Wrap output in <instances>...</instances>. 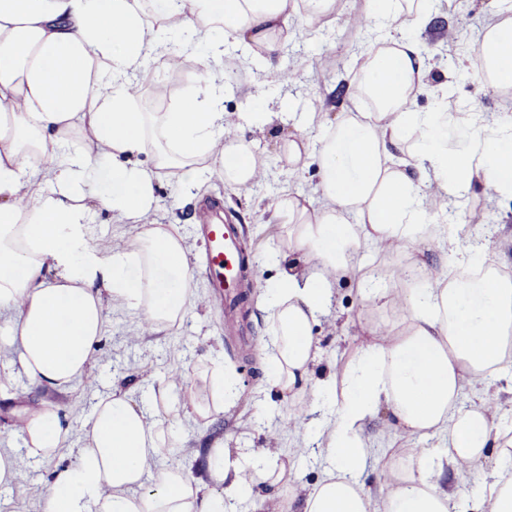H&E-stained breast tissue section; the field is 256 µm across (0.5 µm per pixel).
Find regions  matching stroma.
Returning a JSON list of instances; mask_svg holds the SVG:
<instances>
[{
	"instance_id": "stroma-1",
	"label": "stroma",
	"mask_w": 512,
	"mask_h": 512,
	"mask_svg": "<svg viewBox=\"0 0 512 512\" xmlns=\"http://www.w3.org/2000/svg\"><path fill=\"white\" fill-rule=\"evenodd\" d=\"M366 7L367 0H336L333 13L319 22L311 24L305 16H297L294 37L281 46L270 67L261 61L259 49L228 44L229 56L239 65L237 75L226 82L225 111L234 115L246 111L248 95L260 86L266 96L257 104V111L277 114L271 125L250 133L256 151L266 161L267 176L241 190L229 188L206 170L195 187L169 177L158 181L159 207L154 219L174 227L183 237L197 296L180 327L140 336L136 333L137 311L112 309L88 374L64 392L35 389L21 369L14 347L0 343V449L15 457L20 471L19 485H0V512H40L55 473L70 465L81 447L95 405L116 388L129 392L136 401L156 404L164 418L169 433L158 465L183 467L198 477L208 469L212 447L268 448L289 458L302 485L310 487L321 479L323 460L312 450L308 431L322 425L327 416L316 411L309 415L307 427L281 428L289 403L269 373L267 287L277 276L274 253L287 248L286 228L272 219L269 207L286 193L315 199L319 181L312 161L299 175L289 176L285 139L305 126L309 113H324L332 122L341 112L367 111V103L355 96L362 52L369 44L404 37L417 41L429 69L425 88L409 104L411 111L440 108L454 114L479 112L496 119L506 110L504 94L473 80L464 69L471 49L483 35L485 20L498 13L512 16V0H430L427 25H412L401 16L369 32L351 28L350 17ZM205 51V45H198L176 78L145 86L141 109L162 112L170 108L195 83L197 57ZM288 68L296 69L297 77L290 82L278 80V72ZM206 203L220 205L225 217L239 225L249 256V315L238 340L224 334V307L211 300L202 265L205 246L197 229V214ZM443 205L450 221L449 238L483 243L500 259L504 272L512 274V198L491 199L478 192L465 200L448 198ZM373 320L393 326L399 315L393 307L364 302L356 279L339 280L329 314L314 328L320 347L315 377L342 373L364 342L358 333L361 323ZM174 368L186 373L187 389L168 386L166 375ZM218 369L234 379L238 395L204 419L186 402L193 394L211 402L210 379ZM38 402L67 415L73 427L66 445L48 459L28 456L19 427L22 408ZM386 420L385 414H378L369 427L374 453L381 461H397L401 447L407 444L432 448L439 442L435 436L408 443L393 439Z\"/></svg>"
}]
</instances>
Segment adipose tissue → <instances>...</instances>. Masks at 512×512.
<instances>
[{
  "label": "adipose tissue",
  "mask_w": 512,
  "mask_h": 512,
  "mask_svg": "<svg viewBox=\"0 0 512 512\" xmlns=\"http://www.w3.org/2000/svg\"><path fill=\"white\" fill-rule=\"evenodd\" d=\"M335 0H0V313L7 340L32 385L62 391L87 374L112 307L140 311L150 329L181 325L193 304L180 234L155 223L156 183H194L201 170L225 184L258 182L265 162L244 135L228 136L225 42L277 51L299 12L321 17ZM177 34L182 44L171 45ZM210 42L196 84L165 112L137 107L140 77L155 54L183 56ZM428 69L403 38L362 54L356 90L371 106L289 135L297 174L315 158L316 201L280 197L272 213L288 227V249L267 309L273 325L272 378L307 410L330 409L318 446L321 480L288 499L283 512H458L467 488L475 508L512 512V431L496 425L489 381L512 362V275L485 246L450 254L453 277L404 269L413 286L379 287L359 256L387 244L405 254L442 242L421 187L468 198L474 186L512 198V115L487 122L467 113L412 112L407 104ZM472 79L512 92V17L494 19L474 52ZM152 158L144 166L143 158ZM137 234L107 250L90 239L91 202ZM357 278L367 303L395 307L401 329L363 325L368 341L342 379H313V326L343 277ZM480 393L463 406L466 390ZM406 438L440 435L384 466L378 490L362 475L372 455L366 426L380 411ZM30 457L47 459L71 428L43 405L20 416ZM164 421L113 390L93 411L75 461L60 471L41 512H235L261 485L298 482L265 451L212 449L207 479L184 469L154 470ZM223 487L220 497L207 485Z\"/></svg>",
  "instance_id": "obj_1"
}]
</instances>
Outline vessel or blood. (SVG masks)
<instances>
[{
	"instance_id": "vessel-or-blood-1",
	"label": "vessel or blood",
	"mask_w": 512,
	"mask_h": 512,
	"mask_svg": "<svg viewBox=\"0 0 512 512\" xmlns=\"http://www.w3.org/2000/svg\"><path fill=\"white\" fill-rule=\"evenodd\" d=\"M205 241V263L211 295L225 308H232L231 288L236 287L245 261L243 241L237 225L217 221L213 209L198 216Z\"/></svg>"
}]
</instances>
